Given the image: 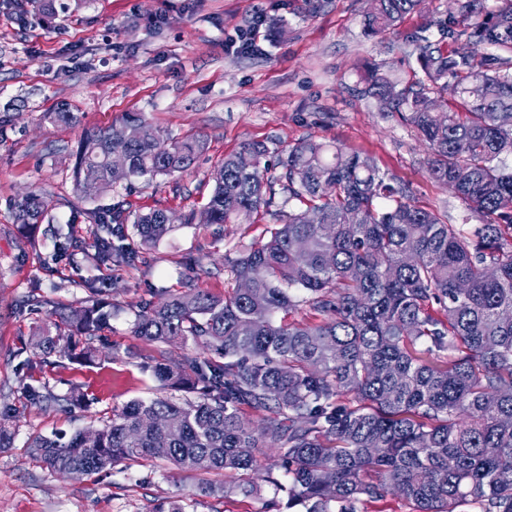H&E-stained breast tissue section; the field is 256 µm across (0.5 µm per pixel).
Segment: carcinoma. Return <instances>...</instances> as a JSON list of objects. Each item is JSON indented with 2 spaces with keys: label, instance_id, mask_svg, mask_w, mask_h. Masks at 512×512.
<instances>
[{
  "label": "carcinoma",
  "instance_id": "obj_1",
  "mask_svg": "<svg viewBox=\"0 0 512 512\" xmlns=\"http://www.w3.org/2000/svg\"><path fill=\"white\" fill-rule=\"evenodd\" d=\"M420 0H375L365 21L371 36L395 29ZM448 32L493 52L480 59L447 51L441 41L415 39L423 77L398 87L373 68L363 95L384 98L431 152L430 175L448 185L485 220L465 234L410 201L386 181L374 160L302 140L279 160L288 200L304 208L281 215L270 238L241 251L232 272L238 287L224 297L204 289L171 294L135 316L134 335L150 342L189 340L209 355L186 367L152 366L163 386L191 398L156 397L127 404L99 428L69 439H30L53 471H107L124 460L165 461L187 471L240 472L268 447L282 460L290 501L305 512H354L362 500L391 490L414 512H456L461 503L483 512H512V129L498 114L512 111V0L486 12L465 0L448 16ZM453 100L452 109L439 112ZM45 117L72 126L80 116L62 105ZM206 142L164 137L141 113L87 130L74 153V180L85 199L131 178L150 181L189 171ZM129 158L112 170L111 153ZM253 163L245 168L240 157ZM269 149L245 144L215 169L203 224H252L269 206ZM23 227L44 222L48 203L26 193L10 204ZM176 220L154 209L129 218L94 215L110 237L80 248L53 226L45 235L55 258L76 251L98 265L135 257L112 239L131 237L149 248ZM251 280L243 291L240 284ZM96 298L39 326L30 346L46 358L67 356L66 336L85 338L81 356L96 357L94 340L112 318ZM304 305L317 322L277 320ZM448 356L442 368L416 355V345ZM25 397L46 408L70 407L83 394L59 396L31 385ZM265 412L255 435L244 408ZM0 411V448L13 433Z\"/></svg>",
  "mask_w": 512,
  "mask_h": 512
}]
</instances>
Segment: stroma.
Listing matches in <instances>:
<instances>
[{
	"instance_id": "stroma-1",
	"label": "stroma",
	"mask_w": 512,
	"mask_h": 512,
	"mask_svg": "<svg viewBox=\"0 0 512 512\" xmlns=\"http://www.w3.org/2000/svg\"><path fill=\"white\" fill-rule=\"evenodd\" d=\"M258 7L270 23L257 34L256 49L225 52V42L247 28ZM369 9L370 0H54L52 12L42 13L29 0H0V409L16 410L12 445L0 450V512H166L173 500L186 512H302L273 486L284 473L266 448L250 474L254 494L227 496L222 488L235 475L188 472L168 462L140 459L100 474H55L35 459L29 441L100 426L128 402L158 396L160 385L144 362L184 364L205 356L192 342L144 341L132 324L164 291H231L241 250L267 240L277 213L291 210L277 165L268 172L273 204L254 223H183L208 202L216 161L244 143L263 142L277 153L308 138L370 156L418 207L451 224L481 223L430 176L428 149L413 129L360 90L374 66L400 84L415 81L420 67L411 36L444 40L451 50L465 46L476 56L484 46L443 39L438 24L454 10L449 0H422L381 37L364 32ZM63 104L80 114L78 125L47 120ZM129 112L143 113L170 138L201 136L205 152L188 173L122 182L81 199L73 152L83 132ZM29 191L46 198L50 221L81 244L98 232L91 219L97 211L162 208L179 220L133 262L73 264L54 258L43 232L15 224L10 203ZM94 285L106 287L115 309L98 343L99 360H77L84 340L75 336L72 358L44 362L29 346L35 327L82 305ZM27 383L60 395L78 389L88 404L43 409L26 400ZM205 484L211 493H201Z\"/></svg>"
}]
</instances>
